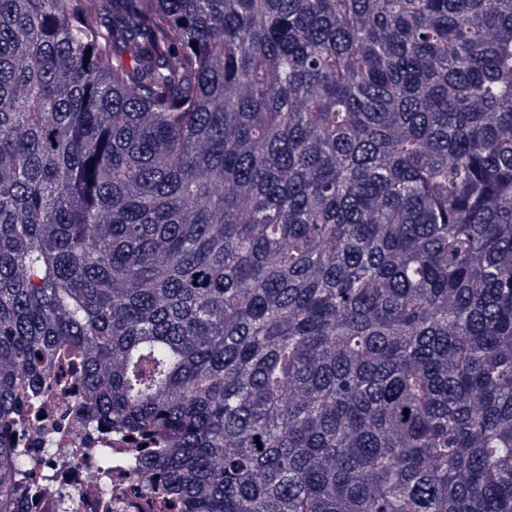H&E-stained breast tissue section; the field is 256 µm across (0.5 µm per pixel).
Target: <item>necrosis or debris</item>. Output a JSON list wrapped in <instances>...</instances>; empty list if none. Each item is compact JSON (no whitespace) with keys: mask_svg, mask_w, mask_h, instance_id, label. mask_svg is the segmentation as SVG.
Segmentation results:
<instances>
[{"mask_svg":"<svg viewBox=\"0 0 512 512\" xmlns=\"http://www.w3.org/2000/svg\"><path fill=\"white\" fill-rule=\"evenodd\" d=\"M44 486L32 490L26 472L0 501V512H150L149 495L135 484L128 454L110 429L88 417L77 378L50 395L39 420L19 433Z\"/></svg>","mask_w":512,"mask_h":512,"instance_id":"4bbe7bcc","label":"necrosis or debris"}]
</instances>
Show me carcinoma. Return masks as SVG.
Instances as JSON below:
<instances>
[{
  "mask_svg": "<svg viewBox=\"0 0 512 512\" xmlns=\"http://www.w3.org/2000/svg\"><path fill=\"white\" fill-rule=\"evenodd\" d=\"M77 369L165 512H512V0H0V432Z\"/></svg>",
  "mask_w": 512,
  "mask_h": 512,
  "instance_id": "cac0c4a2",
  "label": "carcinoma"
}]
</instances>
